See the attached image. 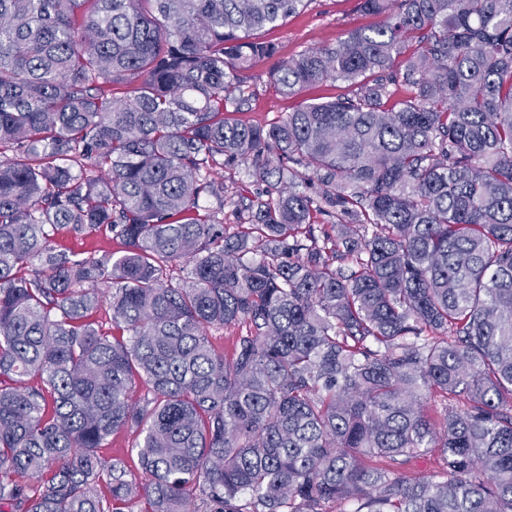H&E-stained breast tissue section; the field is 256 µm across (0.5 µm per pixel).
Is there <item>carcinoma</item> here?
<instances>
[{"label":"carcinoma","instance_id":"1","mask_svg":"<svg viewBox=\"0 0 512 512\" xmlns=\"http://www.w3.org/2000/svg\"><path fill=\"white\" fill-rule=\"evenodd\" d=\"M303 4L0 0V512H512V0H360L271 73L351 95L225 119ZM224 185L228 186L229 191L245 189L255 192L257 186L248 174L244 166L224 167ZM58 243L62 245V247L71 248L79 252L94 253L95 251L97 255L102 254V250L117 252L122 248L119 241L102 236L93 237L86 240H76L67 236L66 234H60L58 236Z\"/></svg>","mask_w":512,"mask_h":512}]
</instances>
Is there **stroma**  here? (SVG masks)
<instances>
[{
    "mask_svg": "<svg viewBox=\"0 0 512 512\" xmlns=\"http://www.w3.org/2000/svg\"><path fill=\"white\" fill-rule=\"evenodd\" d=\"M372 16L358 8V0H306L303 8L269 32L277 53L255 63L250 71L254 93L247 105L236 112L237 120L253 124H271L301 105L336 99L350 91L348 83L329 81L290 96L271 78L281 60L292 58L308 48L332 44L347 30L372 24Z\"/></svg>",
    "mask_w": 512,
    "mask_h": 512,
    "instance_id": "1",
    "label": "stroma"
}]
</instances>
